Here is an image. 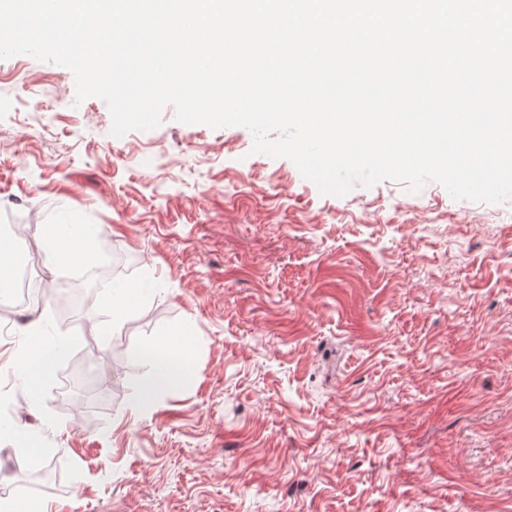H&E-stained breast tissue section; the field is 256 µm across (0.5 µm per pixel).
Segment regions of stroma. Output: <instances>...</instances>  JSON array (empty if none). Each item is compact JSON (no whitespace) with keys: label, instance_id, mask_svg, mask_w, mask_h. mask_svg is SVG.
Here are the masks:
<instances>
[{"label":"stroma","instance_id":"1","mask_svg":"<svg viewBox=\"0 0 512 512\" xmlns=\"http://www.w3.org/2000/svg\"><path fill=\"white\" fill-rule=\"evenodd\" d=\"M67 68L0 60V230L40 258L46 302L0 292V472L54 512H512V200L385 180L322 194L242 126L116 138ZM428 211L431 222L418 221ZM89 227L103 284L41 225ZM154 290L106 335L118 282ZM44 321L65 347L32 399L13 360ZM190 332L186 383L136 405L140 355ZM50 466L20 463L24 446Z\"/></svg>","mask_w":512,"mask_h":512}]
</instances>
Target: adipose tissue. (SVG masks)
I'll list each match as a JSON object with an SVG mask.
<instances>
[{
	"label": "adipose tissue",
	"instance_id": "ef3b65f1",
	"mask_svg": "<svg viewBox=\"0 0 512 512\" xmlns=\"http://www.w3.org/2000/svg\"><path fill=\"white\" fill-rule=\"evenodd\" d=\"M43 232L47 248L57 262L84 265L93 260V238L89 228L75 223L70 216H61L56 223L44 225ZM149 291V286L145 284H113L99 305L100 310L107 312L109 318L105 321L93 320L94 330L101 334L107 333L112 321L141 303ZM30 336L33 343L38 344V352L31 357H16L14 366L26 379L31 395L36 397L40 394L43 375L60 349L61 342L44 336L38 324L31 328ZM142 358L148 371L136 384L135 391L146 396L154 390L184 383L192 350L187 337H166L145 350Z\"/></svg>",
	"mask_w": 512,
	"mask_h": 512
}]
</instances>
